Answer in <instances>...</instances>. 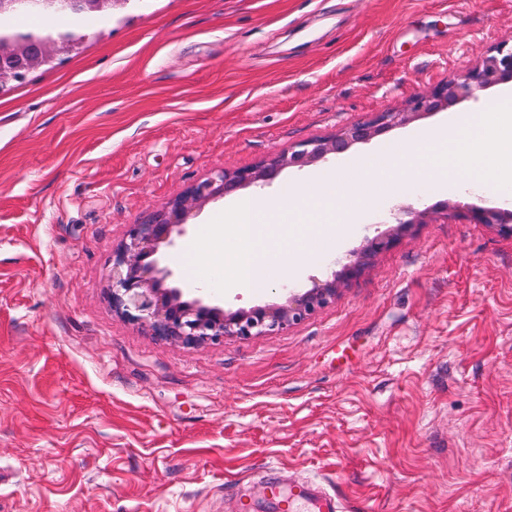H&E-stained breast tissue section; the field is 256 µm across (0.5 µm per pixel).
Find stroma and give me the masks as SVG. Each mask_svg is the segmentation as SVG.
<instances>
[{"label": "stroma", "mask_w": 512, "mask_h": 512, "mask_svg": "<svg viewBox=\"0 0 512 512\" xmlns=\"http://www.w3.org/2000/svg\"><path fill=\"white\" fill-rule=\"evenodd\" d=\"M47 26L79 46L0 91V512H279L272 477L315 480L347 512H512V237L496 228L414 225L272 336L160 340L107 290L129 225L214 171L400 110L512 39V0H127ZM389 203L279 283L330 276L386 232ZM224 205L167 250L182 287Z\"/></svg>", "instance_id": "35a3bbf8"}]
</instances>
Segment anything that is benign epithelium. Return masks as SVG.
I'll return each instance as SVG.
<instances>
[{"label": "benign epithelium", "instance_id": "7a95c632", "mask_svg": "<svg viewBox=\"0 0 512 512\" xmlns=\"http://www.w3.org/2000/svg\"><path fill=\"white\" fill-rule=\"evenodd\" d=\"M127 0H39L47 20L62 17L103 16ZM76 44L70 31L56 33L0 30V88L20 81L42 66L54 51L65 52ZM512 81V43L502 42L473 67L448 78L435 88L412 97L398 112H378L371 119L355 122L341 132L301 142L263 163L234 171L221 170L189 187L142 224H131L126 239L112 253L109 297L112 309L140 324L150 335L187 346L217 342L226 336L249 338L287 330L299 324L336 298L341 283L354 278L379 252L392 247L401 232L412 224H427L442 218L465 215L475 224H489L512 236V208L476 207L469 203L444 202L420 208L407 204L392 208L382 223L394 228L368 240L347 262L337 260L342 270L329 279H313L307 291L287 290L281 300L250 309L224 311L205 288L187 293L173 271L163 265L164 251L177 245L188 219L208 202L248 187L263 189L285 169H303L329 158H339L353 146L364 144L388 131L405 126L434 112L448 109L467 98Z\"/></svg>", "mask_w": 512, "mask_h": 512}]
</instances>
